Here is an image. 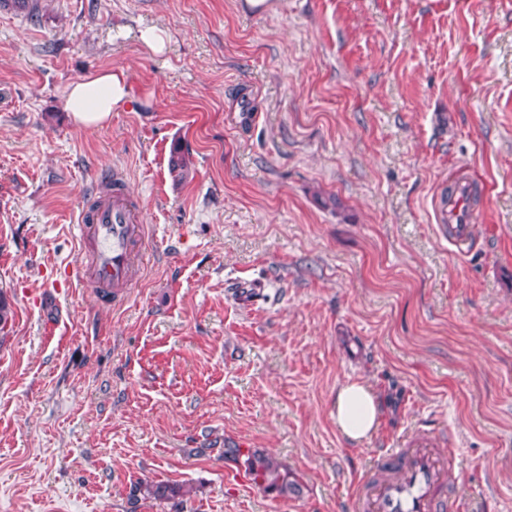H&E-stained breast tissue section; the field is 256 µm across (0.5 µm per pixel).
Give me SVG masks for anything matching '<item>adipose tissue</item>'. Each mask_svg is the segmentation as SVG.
<instances>
[{
    "label": "adipose tissue",
    "mask_w": 512,
    "mask_h": 512,
    "mask_svg": "<svg viewBox=\"0 0 512 512\" xmlns=\"http://www.w3.org/2000/svg\"><path fill=\"white\" fill-rule=\"evenodd\" d=\"M133 99L126 71L108 67L71 82L64 93V108L76 125L99 128L110 121L113 113L130 106ZM332 416L342 436L365 440L379 426V401L371 387L349 382L338 388Z\"/></svg>",
    "instance_id": "1"
}]
</instances>
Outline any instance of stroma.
<instances>
[{"label":"stroma","mask_w":512,"mask_h":512,"mask_svg":"<svg viewBox=\"0 0 512 512\" xmlns=\"http://www.w3.org/2000/svg\"><path fill=\"white\" fill-rule=\"evenodd\" d=\"M39 2L0 4V512H352L421 432L454 449L465 512H512V0ZM104 67L132 107L78 127L65 90ZM110 170L147 226L119 308L65 276ZM460 179L465 256L440 213ZM354 381L382 403L360 443L331 416ZM141 481L186 494L130 505ZM138 37L156 56L164 55L168 49V35L156 27L140 30ZM245 463L253 480L264 489L280 495L299 494L300 486L297 481L290 480L288 471L272 458L258 451H248Z\"/></svg>","instance_id":"obj_1"}]
</instances>
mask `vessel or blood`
<instances>
[{
  "mask_svg": "<svg viewBox=\"0 0 512 512\" xmlns=\"http://www.w3.org/2000/svg\"><path fill=\"white\" fill-rule=\"evenodd\" d=\"M470 195V184L459 182L441 208L448 221V241L459 251L472 237ZM76 229L81 252L71 278L107 301L123 304L145 236L137 201L123 177L102 175L99 195L81 206ZM450 466L434 440L426 436L387 449L373 461L369 476L359 485L354 512H457L456 498L447 486Z\"/></svg>",
  "mask_w": 512,
  "mask_h": 512,
  "instance_id": "vessel-or-blood-1",
  "label": "vessel or blood"
}]
</instances>
